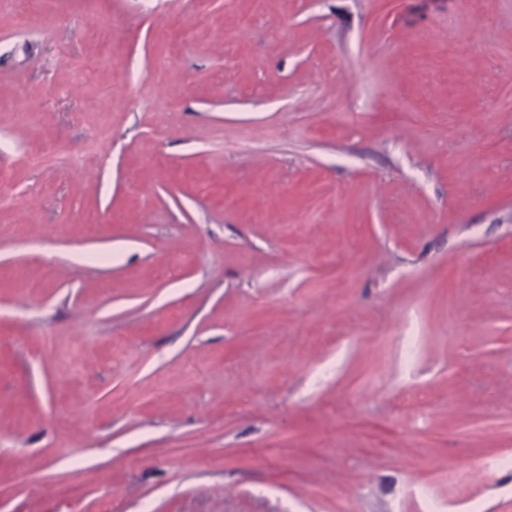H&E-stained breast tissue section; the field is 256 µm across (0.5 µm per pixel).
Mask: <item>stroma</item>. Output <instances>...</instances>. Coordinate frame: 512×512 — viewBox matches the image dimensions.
<instances>
[{
  "instance_id": "stroma-1",
  "label": "stroma",
  "mask_w": 512,
  "mask_h": 512,
  "mask_svg": "<svg viewBox=\"0 0 512 512\" xmlns=\"http://www.w3.org/2000/svg\"><path fill=\"white\" fill-rule=\"evenodd\" d=\"M511 84L512 0H0V512H512Z\"/></svg>"
}]
</instances>
